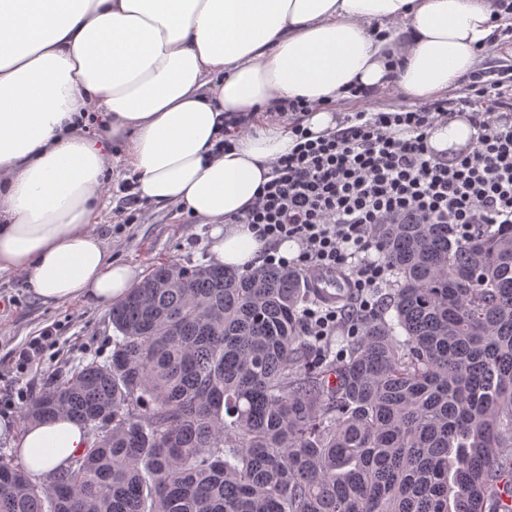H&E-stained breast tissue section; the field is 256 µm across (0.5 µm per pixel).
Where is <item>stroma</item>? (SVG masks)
I'll use <instances>...</instances> for the list:
<instances>
[{"label":"stroma","instance_id":"obj_1","mask_svg":"<svg viewBox=\"0 0 512 512\" xmlns=\"http://www.w3.org/2000/svg\"><path fill=\"white\" fill-rule=\"evenodd\" d=\"M112 209H105L98 226L101 236L117 262L130 265L139 275L161 262L205 263L209 260V225L173 208L143 205L137 223L114 228ZM0 401L14 396L18 389L38 396L59 376L81 362L106 360L112 353L115 331L109 308L90 300L46 305L31 291L24 274L0 271ZM53 325L57 334L42 359L24 373H10L14 353L20 345L39 336Z\"/></svg>","mask_w":512,"mask_h":512}]
</instances>
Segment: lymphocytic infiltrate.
I'll use <instances>...</instances> for the list:
<instances>
[{
  "label": "lymphocytic infiltrate",
  "mask_w": 512,
  "mask_h": 512,
  "mask_svg": "<svg viewBox=\"0 0 512 512\" xmlns=\"http://www.w3.org/2000/svg\"><path fill=\"white\" fill-rule=\"evenodd\" d=\"M459 95L420 105H373L336 115L316 135L304 124L315 105L297 97L272 106L295 145L271 163L270 179L250 207L230 216L272 243L267 268L305 276L346 271L364 311L374 310L392 268L381 255V224H512V64L482 67L459 80ZM470 128L464 148L432 151L433 129L454 121ZM297 243L296 257L274 245ZM302 321L315 336H358L361 322L332 308L310 307Z\"/></svg>",
  "instance_id": "1"
}]
</instances>
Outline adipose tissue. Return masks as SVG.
I'll return each mask as SVG.
<instances>
[{
	"instance_id": "adipose-tissue-1",
	"label": "adipose tissue",
	"mask_w": 512,
	"mask_h": 512,
	"mask_svg": "<svg viewBox=\"0 0 512 512\" xmlns=\"http://www.w3.org/2000/svg\"><path fill=\"white\" fill-rule=\"evenodd\" d=\"M503 18L495 0H0V271L47 304L106 307L137 286L95 228L113 143L145 201L210 224L215 265L259 266L267 241L229 218L293 139L255 125L216 152L226 113L300 96L318 134L353 83L425 101L476 66ZM83 112L103 130L85 133ZM88 444L65 416L18 441L34 477Z\"/></svg>"
}]
</instances>
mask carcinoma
<instances>
[{"instance_id": "obj_1", "label": "carcinoma", "mask_w": 512, "mask_h": 512, "mask_svg": "<svg viewBox=\"0 0 512 512\" xmlns=\"http://www.w3.org/2000/svg\"><path fill=\"white\" fill-rule=\"evenodd\" d=\"M393 283L359 336L311 288L163 263L112 305V354L35 397L89 447L43 481L0 453V512H512V224H380ZM302 321L313 336H359L362 323L350 313H343L332 308L308 307L302 313Z\"/></svg>"}]
</instances>
